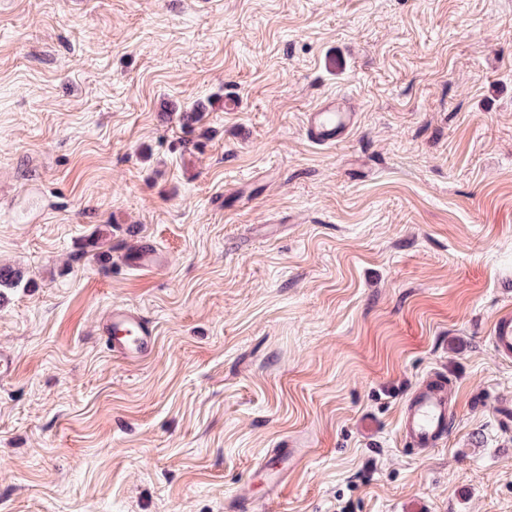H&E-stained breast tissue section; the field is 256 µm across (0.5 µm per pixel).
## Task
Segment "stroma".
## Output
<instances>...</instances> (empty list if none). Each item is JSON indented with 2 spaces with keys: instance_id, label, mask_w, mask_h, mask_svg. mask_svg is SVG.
I'll use <instances>...</instances> for the list:
<instances>
[{
  "instance_id": "35a3bbf8",
  "label": "stroma",
  "mask_w": 512,
  "mask_h": 512,
  "mask_svg": "<svg viewBox=\"0 0 512 512\" xmlns=\"http://www.w3.org/2000/svg\"><path fill=\"white\" fill-rule=\"evenodd\" d=\"M327 95L358 126L322 148ZM1 265L0 512H512V0H0ZM270 448L308 451L276 497ZM357 124V112L343 97L322 98L304 114L306 138L318 147H333L344 141ZM123 261L137 271H156L164 264V258L152 244H143L126 251ZM97 332L109 350L119 353L130 363L144 362L157 344V329L153 321L122 305L113 304L106 309L98 321ZM489 340L499 358L506 361L512 359V312L510 309L496 316ZM452 415L446 376L435 374L406 401L402 430L408 446L419 452L437 446L448 436Z\"/></svg>"
}]
</instances>
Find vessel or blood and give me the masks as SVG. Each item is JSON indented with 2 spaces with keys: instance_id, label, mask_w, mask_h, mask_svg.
<instances>
[{
  "instance_id": "vessel-or-blood-1",
  "label": "vessel or blood",
  "mask_w": 512,
  "mask_h": 512,
  "mask_svg": "<svg viewBox=\"0 0 512 512\" xmlns=\"http://www.w3.org/2000/svg\"><path fill=\"white\" fill-rule=\"evenodd\" d=\"M357 124L354 108L343 97L330 95L322 98L304 114L303 130L306 138L319 147H332L344 141ZM123 260L138 271H155L162 267L163 257L151 244H143L126 251ZM97 332L109 350L119 353L131 363L144 362L154 352L157 329L141 312L110 305L98 321ZM490 343L497 356L512 359V312H500L491 329ZM453 410L448 395L445 375L437 374L406 401L402 430L407 444L423 452L437 446L448 436ZM306 455L302 448H275L260 462L269 480L271 490H278L288 475L289 465L300 462Z\"/></svg>"
}]
</instances>
